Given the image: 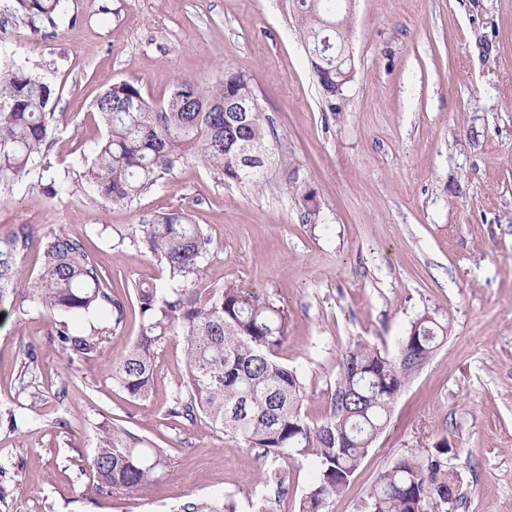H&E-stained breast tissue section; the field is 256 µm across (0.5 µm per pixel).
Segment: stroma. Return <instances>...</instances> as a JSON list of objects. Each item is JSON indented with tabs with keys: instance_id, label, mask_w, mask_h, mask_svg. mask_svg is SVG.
I'll list each match as a JSON object with an SVG mask.
<instances>
[{
	"instance_id": "stroma-1",
	"label": "stroma",
	"mask_w": 512,
	"mask_h": 512,
	"mask_svg": "<svg viewBox=\"0 0 512 512\" xmlns=\"http://www.w3.org/2000/svg\"><path fill=\"white\" fill-rule=\"evenodd\" d=\"M70 11L76 27L35 34L15 0H0V52L38 64L58 95L53 170L81 175L103 134L92 103L105 84L133 83L160 103L183 79L208 85L242 68L325 221L305 223L278 173L255 193L196 158L128 205L86 188L48 201L35 188L38 169L1 188L0 225L79 234L127 318L101 354L72 363L50 344L46 312L0 318V512H178L189 500L229 496L238 512H297L310 460L273 463L207 421L168 417L185 377L182 337L155 353L149 396L130 397L108 375V361L137 335L132 283L162 288L168 275L106 233L173 210L212 238L201 287L233 281L287 310L277 358L300 377L310 422L325 417L348 347L363 341L395 354L424 314L443 329L324 512H366L382 472L443 440L460 480L455 512H512V0H355L353 77L338 113L289 0H70ZM31 348L38 360L28 371ZM104 425L168 450L172 468L147 495L98 492L88 459Z\"/></svg>"
}]
</instances>
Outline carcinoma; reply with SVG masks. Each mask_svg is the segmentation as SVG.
I'll return each instance as SVG.
<instances>
[{
  "mask_svg": "<svg viewBox=\"0 0 512 512\" xmlns=\"http://www.w3.org/2000/svg\"><path fill=\"white\" fill-rule=\"evenodd\" d=\"M27 27L73 28L69 0H17ZM305 51L326 37L331 50L310 61L328 109L338 112L336 81L347 63L336 65L345 36L336 31L343 17L336 0H292ZM257 97L243 70L227 69L219 81L202 86L181 80L158 107L129 82H113L93 103L106 133L91 157L83 159L81 179L93 194L110 203H129L156 189L175 169L194 156L224 180L262 189L267 166H248L238 147L260 141L273 155L265 110L227 112L236 99ZM53 85L35 66L0 67V180L23 177L45 164L49 120L56 107ZM278 174L295 192L308 224L322 221L315 191L300 181V169L281 154ZM70 172L41 182L43 196L54 200L70 191ZM128 241L163 263L170 285L134 286L139 332L132 346L111 359L112 382L133 398L149 395L153 383L152 355L171 336L184 342L186 380L168 407V415L194 422L204 418L248 448H261L275 458L301 456L314 461L316 475L298 503V512H323L340 494L386 426L389 411L412 373L397 356L365 343L350 346L339 361V375L327 416L314 424L302 413L303 386L297 373L276 360L275 351L288 335V314L263 293L227 283L203 294L195 287L210 251L211 238L178 211L147 218L124 231ZM27 224L0 228V304L6 300L41 309L60 319L49 333L50 343L73 363L101 353L106 330L103 319L117 327L126 317L124 301L112 297L107 275L85 248L83 239L63 228H50L42 238V264L36 277L26 275L22 258L33 243ZM440 326L428 314L414 322L400 342L409 355L425 362L437 347ZM130 431L101 427L89 462L97 489L142 496L170 469L163 448H142ZM448 442L425 454L398 459L379 475L370 494L369 512H449ZM179 512H237L232 497L222 502L188 501Z\"/></svg>",
  "mask_w": 512,
  "mask_h": 512,
  "instance_id": "carcinoma-1",
  "label": "carcinoma"
}]
</instances>
